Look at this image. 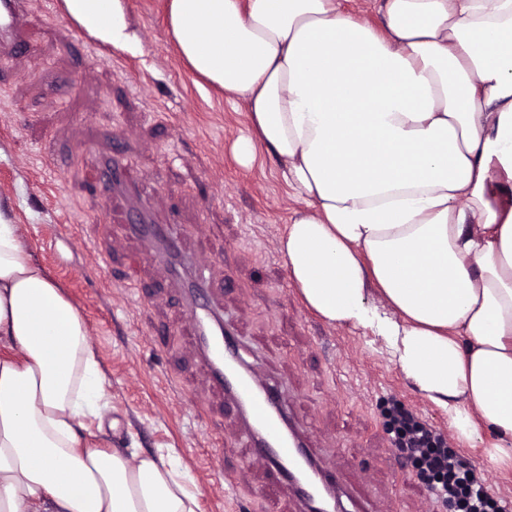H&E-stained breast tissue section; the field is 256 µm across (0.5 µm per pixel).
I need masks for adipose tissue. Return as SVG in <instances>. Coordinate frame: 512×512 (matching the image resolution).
<instances>
[{
    "instance_id": "obj_1",
    "label": "adipose tissue",
    "mask_w": 512,
    "mask_h": 512,
    "mask_svg": "<svg viewBox=\"0 0 512 512\" xmlns=\"http://www.w3.org/2000/svg\"><path fill=\"white\" fill-rule=\"evenodd\" d=\"M170 0L197 76L244 102L233 153L301 208L279 250L305 304L370 329L490 469L512 466V0ZM135 49L120 0H62ZM107 376L86 321L0 212V512H198L169 453L88 443ZM342 7L354 16L363 19L374 26L380 24L373 0H340Z\"/></svg>"
}]
</instances>
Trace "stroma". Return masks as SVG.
I'll return each instance as SVG.
<instances>
[{"label": "stroma", "instance_id": "stroma-1", "mask_svg": "<svg viewBox=\"0 0 512 512\" xmlns=\"http://www.w3.org/2000/svg\"><path fill=\"white\" fill-rule=\"evenodd\" d=\"M60 2L28 0L19 38L30 50L0 78V204L85 316L111 383L110 446L176 449L202 492L200 512H265L260 489L277 512H300L288 487L269 486L252 463L224 396L209 392L168 270L148 260L128 276L129 257L145 250L124 230L129 200L91 179L118 151L140 193L158 201L151 220L213 263L217 309L264 379L287 385L291 417L345 479L348 512L361 503L443 512L397 453L386 408L402 403L482 469L477 450L458 443L447 415L406 384L370 331L327 325L306 308L278 250L296 204L267 157L248 170L233 159L247 114L196 82L167 33L168 0H122L141 37L134 51L98 41Z\"/></svg>", "mask_w": 512, "mask_h": 512}]
</instances>
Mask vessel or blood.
Segmentation results:
<instances>
[{
  "label": "vessel or blood",
  "mask_w": 512,
  "mask_h": 512,
  "mask_svg": "<svg viewBox=\"0 0 512 512\" xmlns=\"http://www.w3.org/2000/svg\"><path fill=\"white\" fill-rule=\"evenodd\" d=\"M27 18L26 0H0V68H7L21 50L15 39ZM102 187L125 193L139 213L137 223L129 225L132 235L140 237L151 259L161 266L175 268V277L185 284L188 317L194 332L198 355L210 372V386L223 391L234 408L239 409L243 429L256 452V460L276 478L286 479L300 505H307L313 485L298 482L299 474L318 472L329 485L338 480L321 472L319 462L305 438L288 427V412L281 387L263 382L256 366L246 362L244 349L238 348L231 331L216 332L222 320L218 310L206 300L210 293V271L183 258L178 245L165 226L150 221L148 206L139 198L132 168L120 155L110 156L99 168Z\"/></svg>",
  "instance_id": "obj_1"
}]
</instances>
